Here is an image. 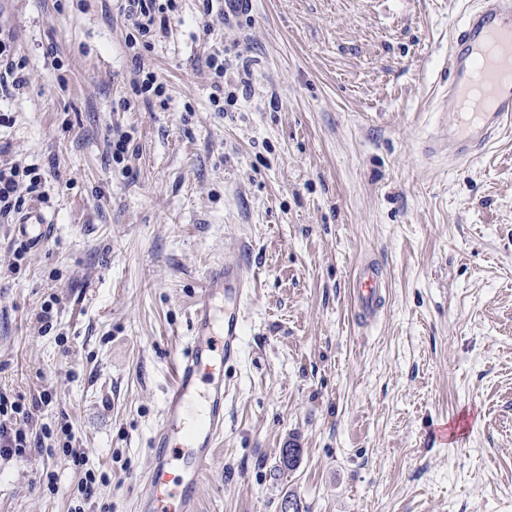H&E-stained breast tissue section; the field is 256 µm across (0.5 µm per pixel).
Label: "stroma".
Wrapping results in <instances>:
<instances>
[{
    "mask_svg": "<svg viewBox=\"0 0 512 512\" xmlns=\"http://www.w3.org/2000/svg\"><path fill=\"white\" fill-rule=\"evenodd\" d=\"M479 2L254 0L228 26L178 0L148 105L117 0H0L27 78L0 148L51 175L43 246L16 259L0 221V391L50 392L33 430L69 424L84 458L0 457V512H69L88 470L85 512H134L194 301L238 249L258 279L200 512H512V133L460 164L428 149ZM216 52L250 94L212 103ZM366 260L388 288L361 324Z\"/></svg>",
    "mask_w": 512,
    "mask_h": 512,
    "instance_id": "stroma-1",
    "label": "stroma"
}]
</instances>
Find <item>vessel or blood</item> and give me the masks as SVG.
I'll return each instance as SVG.
<instances>
[{
	"instance_id": "b4317fda",
	"label": "vessel or blood",
	"mask_w": 512,
	"mask_h": 512,
	"mask_svg": "<svg viewBox=\"0 0 512 512\" xmlns=\"http://www.w3.org/2000/svg\"><path fill=\"white\" fill-rule=\"evenodd\" d=\"M439 110L448 127V154L462 161L512 129V0H482L464 21L451 50L448 89ZM47 229L42 216L32 212L17 231L37 246ZM255 282V269L237 252L208 272L194 304L188 351L175 362L165 391L135 512H198L199 487L224 435L228 385L216 372L240 357L242 307ZM384 286L375 264L355 269L349 288L359 320L379 313Z\"/></svg>"
}]
</instances>
